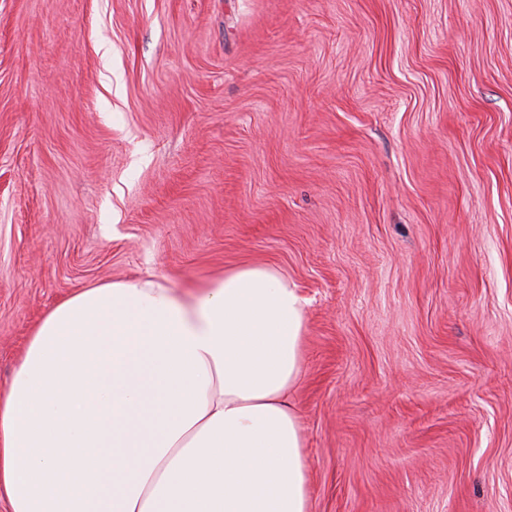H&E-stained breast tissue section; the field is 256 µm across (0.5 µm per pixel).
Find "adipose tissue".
<instances>
[{
	"label": "adipose tissue",
	"instance_id": "obj_1",
	"mask_svg": "<svg viewBox=\"0 0 512 512\" xmlns=\"http://www.w3.org/2000/svg\"><path fill=\"white\" fill-rule=\"evenodd\" d=\"M303 299L243 265L177 295L155 276L44 316L0 396L9 512H309L291 394Z\"/></svg>",
	"mask_w": 512,
	"mask_h": 512
}]
</instances>
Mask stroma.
<instances>
[{"instance_id": "stroma-1", "label": "stroma", "mask_w": 512, "mask_h": 512, "mask_svg": "<svg viewBox=\"0 0 512 512\" xmlns=\"http://www.w3.org/2000/svg\"><path fill=\"white\" fill-rule=\"evenodd\" d=\"M245 264L310 512H512V0H0V394L72 294Z\"/></svg>"}]
</instances>
